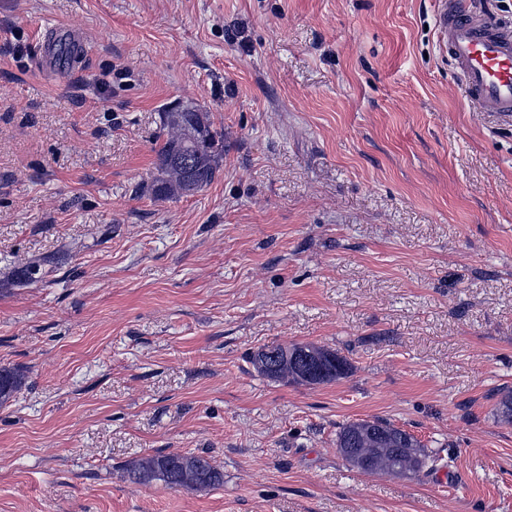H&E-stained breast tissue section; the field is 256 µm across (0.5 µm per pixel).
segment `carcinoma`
Returning <instances> with one entry per match:
<instances>
[{
    "mask_svg": "<svg viewBox=\"0 0 512 512\" xmlns=\"http://www.w3.org/2000/svg\"><path fill=\"white\" fill-rule=\"evenodd\" d=\"M157 137V175L139 187L156 198L193 195L215 178L224 158V137L213 129L211 113L197 106H174L162 114ZM312 355L321 361V373L312 379L297 377L288 356ZM255 371L275 382L320 385L336 382L352 372L349 359L336 349L308 344L266 346L250 357ZM15 368H0V401L6 402L24 384ZM496 415L512 423V391H498ZM352 446L365 459L364 473L407 472L415 477L437 469L441 458L429 454L409 432L387 421L359 420L343 424L336 433V447ZM128 477L144 485L161 482L171 489L203 490L224 484V472L205 457L167 453L144 457L126 469Z\"/></svg>",
    "mask_w": 512,
    "mask_h": 512,
    "instance_id": "cac0c4a2",
    "label": "carcinoma"
}]
</instances>
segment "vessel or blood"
Listing matches in <instances>:
<instances>
[{"mask_svg":"<svg viewBox=\"0 0 512 512\" xmlns=\"http://www.w3.org/2000/svg\"><path fill=\"white\" fill-rule=\"evenodd\" d=\"M440 48L473 108L512 123V23L469 9L466 0H437Z\"/></svg>","mask_w":512,"mask_h":512,"instance_id":"1","label":"vessel or blood"}]
</instances>
